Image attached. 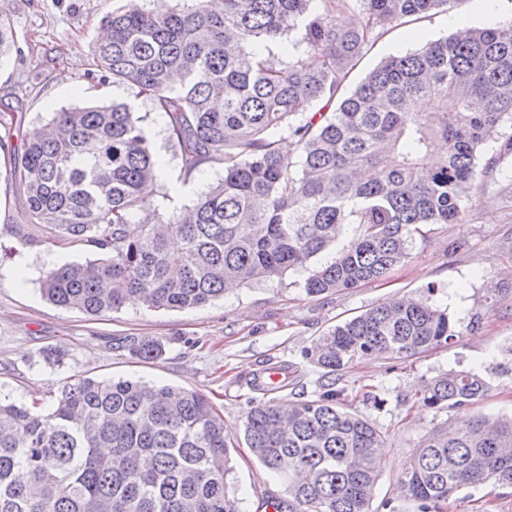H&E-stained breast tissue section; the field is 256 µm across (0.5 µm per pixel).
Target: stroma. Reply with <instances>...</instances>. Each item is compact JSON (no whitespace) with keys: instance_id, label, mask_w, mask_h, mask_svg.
<instances>
[{"instance_id":"obj_1","label":"stroma","mask_w":512,"mask_h":512,"mask_svg":"<svg viewBox=\"0 0 512 512\" xmlns=\"http://www.w3.org/2000/svg\"><path fill=\"white\" fill-rule=\"evenodd\" d=\"M115 0H0V13L16 33L7 59L0 61V113L22 116L21 125L0 126V225L22 221L25 190L12 171L23 154L26 134L46 122L50 112L101 101H130L127 87L111 77L89 73L92 48L103 17ZM512 15V0H453L447 11L396 27L356 67L361 80L387 57L417 49L454 33L455 23L492 27ZM144 125L157 154L167 161L152 205L172 214L192 204L208 185L222 178L219 165L205 163L183 178L181 160L166 132V116L140 101ZM480 200L455 224H427L413 236L408 262L388 279L319 297L304 290L306 271L239 286L223 298L183 311L152 310L142 303L93 318L48 302L39 277L48 262L83 263L95 259L89 246L59 248L47 243L19 244L0 238V391L25 403L48 399L66 378L133 380L186 387L210 397L224 416L228 438L241 441L253 396L248 387L271 365L288 367L287 384L273 391L276 403L313 398L321 376L304 356L306 349L336 323L373 305L422 294L435 286L433 300L447 308L457 332L454 340L407 359L373 356L353 362L338 384L348 409L385 433L375 499L392 501L395 512H414L397 497V483L414 451L441 425L459 426L480 414L512 417V160L481 175ZM162 339L164 356L140 362L115 349L116 336ZM62 348L61 366L43 358ZM472 369L489 390L462 409L435 410L420 404L422 386L449 369ZM228 477L243 512H259L285 485L249 452L238 448ZM442 512H512V488L491 482L469 485L449 496Z\"/></svg>"}]
</instances>
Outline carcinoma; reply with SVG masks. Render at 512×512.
<instances>
[{
    "label": "carcinoma",
    "instance_id": "obj_1",
    "mask_svg": "<svg viewBox=\"0 0 512 512\" xmlns=\"http://www.w3.org/2000/svg\"><path fill=\"white\" fill-rule=\"evenodd\" d=\"M151 2L122 0L106 17L92 66L165 113L185 176L204 160L224 176L165 217L151 203L164 165L135 104L65 109L33 126L20 160L23 223L0 234L97 250L46 268L41 290L58 307L101 317L131 294L154 309L203 307L230 282L272 280L330 250L306 294L358 288L407 261L419 226L461 218L478 198L479 166L512 157V16L391 56L351 89L355 67L395 27L456 0ZM14 43L0 16V58ZM434 150L444 157L429 167ZM434 292L374 305L315 340L305 358L324 371L316 398L251 401L243 441L287 480L288 497H269L278 512H374L385 434L345 409L336 374L454 339ZM116 348L143 362L165 353L148 336ZM487 389L475 370L451 369L421 402L463 408ZM235 448L193 389L76 375L45 409L0 393V512H241L228 482ZM506 448L512 417L439 426L398 494L415 512H441L465 485L511 488Z\"/></svg>",
    "mask_w": 512,
    "mask_h": 512
}]
</instances>
